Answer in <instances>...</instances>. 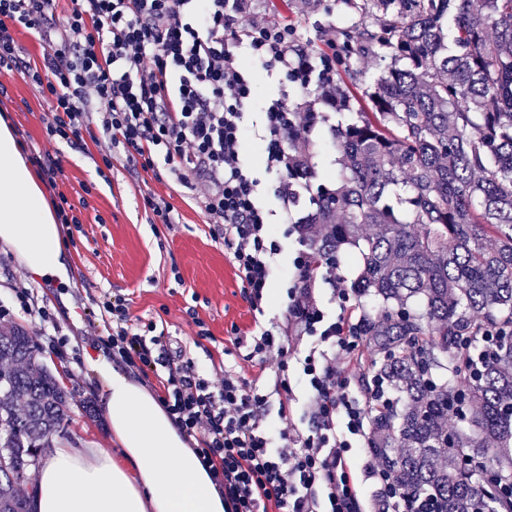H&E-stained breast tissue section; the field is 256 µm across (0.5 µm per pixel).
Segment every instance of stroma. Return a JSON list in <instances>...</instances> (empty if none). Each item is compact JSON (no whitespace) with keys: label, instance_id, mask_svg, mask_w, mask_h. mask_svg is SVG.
I'll return each mask as SVG.
<instances>
[{"label":"stroma","instance_id":"stroma-1","mask_svg":"<svg viewBox=\"0 0 512 512\" xmlns=\"http://www.w3.org/2000/svg\"><path fill=\"white\" fill-rule=\"evenodd\" d=\"M254 7L272 18L285 20L296 29L300 47L316 55L325 46L316 38L319 25L342 29L358 21L359 14L349 0H322L320 9L302 8L299 0H252ZM251 111L258 112L272 99L287 96L289 105L303 106L315 99V89L287 82L276 69L254 65ZM7 96L0 97V117L12 126L23 155L49 150L44 138L43 118L47 110L38 88L20 76L6 80ZM356 109L321 112L309 147L310 160L321 183L335 186L339 154L328 139L338 124L357 121ZM65 173L56 187H45L47 199L65 194L80 205L82 224L78 231L61 228L62 255L68 267L67 279L33 277L14 250L0 242V306L10 308L13 324L26 328L41 351L43 364L73 396L70 417L58 441L77 447H110L111 434L104 416L89 418L86 402H96L105 380L96 361L112 356L98 344L103 324L98 319L95 299L105 291L121 293L130 300L132 315L162 317L170 338L187 343V355L200 373H210L212 357L229 349L230 358L242 365L246 376L255 369L244 361V349L233 347L228 331L239 326L248 331L253 318L242 296L241 283L223 241L214 240L204 215L183 188L169 177L134 173L121 159L99 176V153L66 150ZM165 198L174 207L175 223L154 233L142 203L143 193ZM285 236L288 249L277 263L273 276L267 317L281 313V296L292 278L290 253L299 248V234H287L285 225H275ZM31 288L38 305L48 307L68 343L62 351L50 347L39 334L37 319L25 314L15 303L17 285ZM202 319L211 337L201 346L191 340L195 319Z\"/></svg>","mask_w":512,"mask_h":512}]
</instances>
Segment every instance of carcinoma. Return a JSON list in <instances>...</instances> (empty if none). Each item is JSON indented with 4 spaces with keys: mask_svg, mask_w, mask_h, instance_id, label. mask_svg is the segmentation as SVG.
<instances>
[{
    "mask_svg": "<svg viewBox=\"0 0 512 512\" xmlns=\"http://www.w3.org/2000/svg\"><path fill=\"white\" fill-rule=\"evenodd\" d=\"M358 8L347 44L391 63L360 119L331 129L338 186H316L302 236L318 260L353 246L350 287L379 304L359 330L398 401L374 416L371 448L402 494L429 497L423 512H512L497 488L512 477V0ZM352 100L338 82L323 103ZM482 334L497 342L480 366L466 339ZM40 355L23 327L0 326V512H32L35 456L69 417Z\"/></svg>",
    "mask_w": 512,
    "mask_h": 512,
    "instance_id": "cac0c4a2",
    "label": "carcinoma"
}]
</instances>
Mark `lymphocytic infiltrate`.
Returning a JSON list of instances; mask_svg holds the SVG:
<instances>
[{
    "label": "lymphocytic infiltrate",
    "instance_id": "lymphocytic-infiltrate-1",
    "mask_svg": "<svg viewBox=\"0 0 512 512\" xmlns=\"http://www.w3.org/2000/svg\"><path fill=\"white\" fill-rule=\"evenodd\" d=\"M57 23L54 0H0V95L4 77L36 85L47 105V140L86 150L97 123L104 166L122 158L133 171L173 175L207 218L214 239L231 251L242 295L255 319L249 334L231 326L258 373L220 362L199 374L158 321L132 317L120 293L100 303L113 358L152 378L157 399L191 442L224 495V512H406L404 499L375 455L357 458L377 410L392 405L384 379L350 392L363 308L334 266L309 248L293 260L284 315L265 319L273 263L282 251L261 201L262 181L246 165L244 108L253 98L243 52L281 67L301 87L332 92V28L316 34L328 50L299 47L291 24L250 14L248 0H70ZM24 28L44 43L39 61L13 36ZM301 110L279 98L262 112L266 172L276 173L281 221L307 186L292 176L290 143L308 141ZM331 294L321 300L318 288ZM305 391L308 429L294 416L292 377Z\"/></svg>",
    "mask_w": 512,
    "mask_h": 512
}]
</instances>
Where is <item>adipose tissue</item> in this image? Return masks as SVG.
Segmentation results:
<instances>
[{"instance_id": "adipose-tissue-1", "label": "adipose tissue", "mask_w": 512, "mask_h": 512, "mask_svg": "<svg viewBox=\"0 0 512 512\" xmlns=\"http://www.w3.org/2000/svg\"><path fill=\"white\" fill-rule=\"evenodd\" d=\"M0 241L36 277L62 275L58 227L9 125L0 119ZM100 408L121 446L54 445L34 512H224V497L158 401L107 363Z\"/></svg>"}]
</instances>
